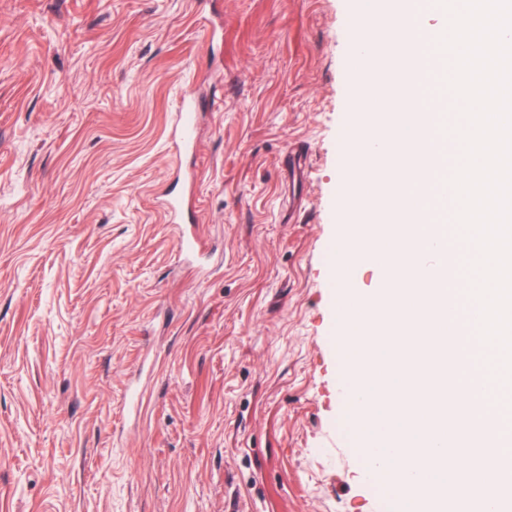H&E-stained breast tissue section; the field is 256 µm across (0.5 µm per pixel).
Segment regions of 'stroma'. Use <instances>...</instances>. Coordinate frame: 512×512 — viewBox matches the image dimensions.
<instances>
[{
	"label": "stroma",
	"mask_w": 512,
	"mask_h": 512,
	"mask_svg": "<svg viewBox=\"0 0 512 512\" xmlns=\"http://www.w3.org/2000/svg\"><path fill=\"white\" fill-rule=\"evenodd\" d=\"M357 51L352 0H0V512H399L343 431ZM205 103L192 96H184L180 104V118L173 135L172 143L176 154H181L193 146L196 139L197 117Z\"/></svg>",
	"instance_id": "35a3bbf8"
}]
</instances>
